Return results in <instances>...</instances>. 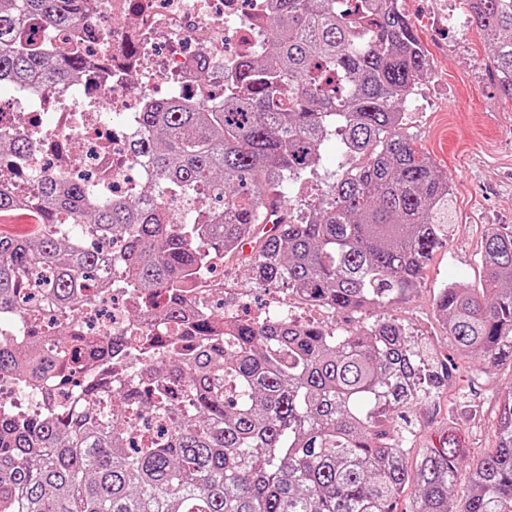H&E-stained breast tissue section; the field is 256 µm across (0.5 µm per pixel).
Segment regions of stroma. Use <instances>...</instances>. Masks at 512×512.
<instances>
[{"label": "stroma", "mask_w": 512, "mask_h": 512, "mask_svg": "<svg viewBox=\"0 0 512 512\" xmlns=\"http://www.w3.org/2000/svg\"><path fill=\"white\" fill-rule=\"evenodd\" d=\"M403 8L430 54L431 68L401 105L400 132L447 176L454 200L448 237L432 253L420 286L405 301L357 314L315 309L294 296L260 288L237 255L226 256L216 274L224 281V304L238 312L282 306L300 321L340 328L396 317L432 360L454 352L434 304L439 288L450 283L481 288L487 233L512 232V102L497 93L486 38L472 26L461 0H403ZM342 161L350 167L356 163L344 156L338 139L326 141L319 166L301 180L303 194L284 198L296 219L309 217ZM459 364L450 385L419 400L404 417L413 449L438 442L449 421H456L467 461L473 464L495 445V414L499 398L512 387V362L487 365L463 358Z\"/></svg>", "instance_id": "35a3bbf8"}]
</instances>
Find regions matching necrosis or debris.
Segmentation results:
<instances>
[{
  "label": "necrosis or debris",
  "mask_w": 512,
  "mask_h": 512,
  "mask_svg": "<svg viewBox=\"0 0 512 512\" xmlns=\"http://www.w3.org/2000/svg\"><path fill=\"white\" fill-rule=\"evenodd\" d=\"M272 16L273 0H91L82 29L38 31L56 51L81 53L84 71L74 90L38 80L14 87L12 105L0 109V144L40 126L46 132L14 168L0 170V183L27 192L44 179L82 182L115 201L136 193L150 180L129 149L140 112L162 98L220 103L213 78L231 83L239 56L267 55ZM129 306L125 289L94 291L81 308L82 335L134 341L161 332L157 322H130Z\"/></svg>",
  "instance_id": "1"
}]
</instances>
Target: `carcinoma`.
Wrapping results in <instances>:
<instances>
[{
	"instance_id": "carcinoma-1",
	"label": "carcinoma",
	"mask_w": 512,
	"mask_h": 512,
	"mask_svg": "<svg viewBox=\"0 0 512 512\" xmlns=\"http://www.w3.org/2000/svg\"><path fill=\"white\" fill-rule=\"evenodd\" d=\"M83 2L0 0V74L69 85L82 57H58L32 32L76 27ZM463 2L512 101V0ZM429 65L401 0H276L268 55L238 62L220 105L141 113L146 194L89 210L83 183L63 197L51 180L38 185L27 198L36 233L0 235V314L17 310L28 271L47 268L58 319L48 335L0 334V376L79 390L36 412L0 404V512H397L411 483L405 512H512V388L495 446L452 511L466 461L457 427L411 461L409 429L394 416L441 388L453 358L426 367L397 319L346 329L288 314L227 320L182 295L246 244L258 286L314 307L361 312L411 295L451 203L448 177L399 132L400 105ZM332 135L363 161L298 221L283 188L315 169ZM29 145L18 137L0 150V167ZM174 190L222 205L170 224L156 198ZM20 203L0 187L1 215ZM116 241L112 266L100 252ZM482 269L484 288L447 285L435 306L457 356L495 364L512 358V234L487 233ZM114 277L136 297L132 320L176 329L138 349L72 334L84 290ZM87 351L115 371L76 379ZM108 387L103 418L92 398Z\"/></svg>"
}]
</instances>
